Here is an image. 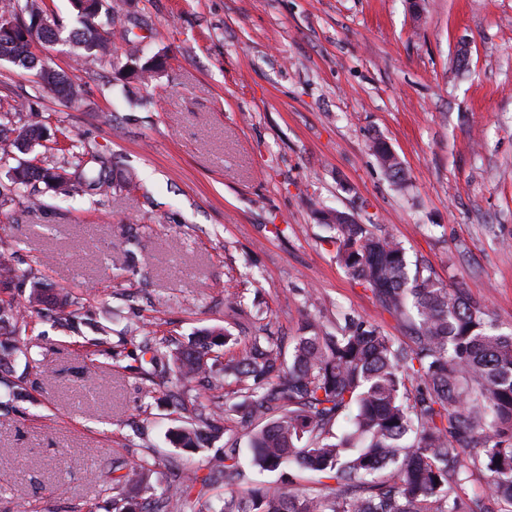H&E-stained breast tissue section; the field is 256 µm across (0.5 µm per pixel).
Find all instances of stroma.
Listing matches in <instances>:
<instances>
[{
	"label": "stroma",
	"instance_id": "stroma-1",
	"mask_svg": "<svg viewBox=\"0 0 512 512\" xmlns=\"http://www.w3.org/2000/svg\"><path fill=\"white\" fill-rule=\"evenodd\" d=\"M129 11L153 28L145 57L167 61L148 84L107 60L75 62L62 41L40 55L77 76V102L0 63V106L66 129L129 181L95 203L44 187L41 206H0V238L18 243L14 299L38 280L86 304L69 331L32 315L29 358L0 368V512H105L113 466L147 454L158 488L172 461L207 473L210 450L170 443L184 419L164 391L146 401L151 377L125 325L149 320L183 342L224 327L231 360L260 326L287 338L302 318L332 327L351 311L410 344L324 245L317 210L381 225L512 331V0H132ZM376 135L407 187L370 151Z\"/></svg>",
	"mask_w": 512,
	"mask_h": 512
}]
</instances>
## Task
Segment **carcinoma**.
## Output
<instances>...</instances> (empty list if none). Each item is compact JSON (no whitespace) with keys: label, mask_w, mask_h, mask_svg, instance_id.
I'll list each match as a JSON object with an SVG mask.
<instances>
[{"label":"carcinoma","mask_w":512,"mask_h":512,"mask_svg":"<svg viewBox=\"0 0 512 512\" xmlns=\"http://www.w3.org/2000/svg\"><path fill=\"white\" fill-rule=\"evenodd\" d=\"M79 27L65 32L58 20L30 38L44 43L70 42L78 58L112 56L120 71L147 83L164 62L141 55L143 37L126 25L115 28L122 0H71ZM13 14L28 29L36 16L50 15L45 0H0V15ZM127 46L111 51L112 37ZM30 44L0 35V60L29 68L37 63ZM42 84L77 100L82 88L48 65ZM0 111V155L9 156L45 138L44 127L22 126ZM72 161L42 168L21 164L12 181L0 184V204L38 201L43 183L68 196L99 199L122 188L111 161L92 146L71 145ZM371 150L391 181L406 186L401 162L375 138ZM332 232L325 242L336 261L376 301L394 314L412 335L397 344L378 325L346 313L344 325L329 332L307 322L294 337L290 356L271 336L255 335L242 355L214 367L220 348L233 340L226 329H204L187 344H175L141 332L148 363L173 376L169 397L185 404L182 381L197 379L210 391L204 428L181 426L171 442L193 454L205 443L224 438L226 423L247 431L248 457L238 439L224 438L208 473L199 475L176 464L162 489L151 484L156 459L144 457L125 472L112 474L103 494L112 512H509L512 508V332L504 334L484 307L461 288L440 283L423 263L410 262L403 245L360 224L340 210L317 212ZM12 250L0 242V290L12 288ZM80 295L63 290L53 296L33 286L25 303L0 299V329L18 334L44 304L52 306L55 325L67 330L81 304ZM234 388L224 390V380ZM260 472L314 474L317 488H301L288 479L278 489L248 485L246 467ZM487 476L480 495L469 494L477 474ZM241 485L228 498L213 502L208 493L218 481Z\"/></svg>","instance_id":"obj_1"}]
</instances>
